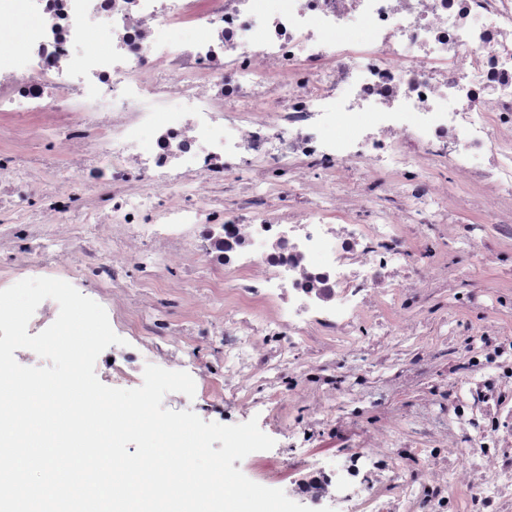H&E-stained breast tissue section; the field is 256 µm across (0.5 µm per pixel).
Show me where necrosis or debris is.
<instances>
[{
    "label": "necrosis or debris",
    "instance_id": "obj_1",
    "mask_svg": "<svg viewBox=\"0 0 512 512\" xmlns=\"http://www.w3.org/2000/svg\"><path fill=\"white\" fill-rule=\"evenodd\" d=\"M21 49L0 51V289L25 272L93 293L135 344L175 363L187 332L223 308V379L265 382L286 420V368L314 397L299 437L356 434L338 466L302 462L293 494L314 512H512V447L497 418L512 394V325L493 376L470 362L469 399L431 401L361 429L364 375L336 360L367 334L418 335L411 311L446 273L430 237L512 247V0H35ZM190 40L159 43L170 29ZM42 139L69 153L36 156ZM42 182L40 207L16 203ZM481 203L461 219L455 186ZM140 277L130 282L129 268ZM205 266L182 324L166 276ZM154 294L144 313L132 290ZM311 361H300L301 353ZM429 354L374 353L396 394ZM416 438H407V430Z\"/></svg>",
    "mask_w": 512,
    "mask_h": 512
}]
</instances>
